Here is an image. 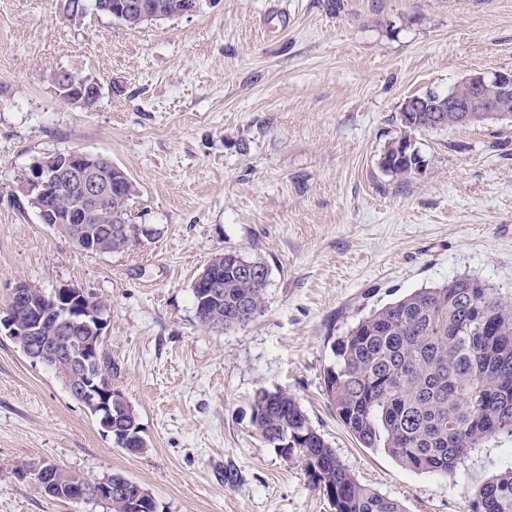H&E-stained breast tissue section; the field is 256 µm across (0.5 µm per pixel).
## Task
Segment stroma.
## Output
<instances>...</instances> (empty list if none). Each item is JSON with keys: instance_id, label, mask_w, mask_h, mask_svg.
Listing matches in <instances>:
<instances>
[{"instance_id": "35a3bbf8", "label": "stroma", "mask_w": 512, "mask_h": 512, "mask_svg": "<svg viewBox=\"0 0 512 512\" xmlns=\"http://www.w3.org/2000/svg\"><path fill=\"white\" fill-rule=\"evenodd\" d=\"M60 3L0 0V307L20 280L100 298L105 369L147 448H119L0 335V512H109L13 474L43 461L124 477L165 512H333L251 427L262 388L294 395L340 462L404 512H467L512 439L448 476L408 470L359 446L323 370L337 336L415 289L469 276L512 290V122L399 119L406 97L512 69V0H200L139 29ZM60 69L98 79L92 107L59 98ZM404 135L426 171L402 182L378 160ZM71 150L136 183L151 241L88 255L41 223L20 181L32 158ZM227 249L267 265L265 311L206 331L191 285Z\"/></svg>"}]
</instances>
